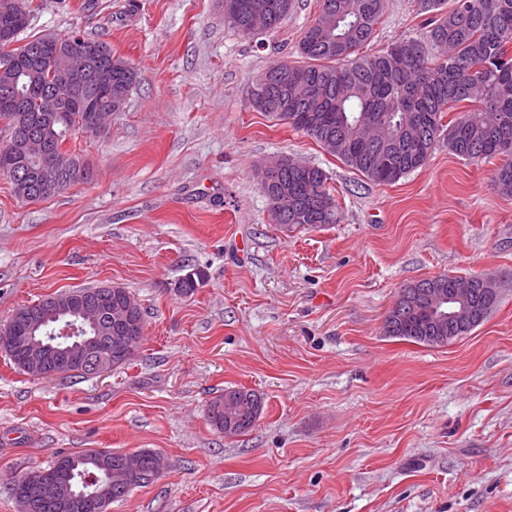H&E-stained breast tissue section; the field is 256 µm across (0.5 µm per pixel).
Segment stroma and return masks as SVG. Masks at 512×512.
<instances>
[{
	"mask_svg": "<svg viewBox=\"0 0 512 512\" xmlns=\"http://www.w3.org/2000/svg\"><path fill=\"white\" fill-rule=\"evenodd\" d=\"M33 2L22 40L78 32L138 77L105 134L66 144L89 180L25 202L0 177V324L47 295L115 285L145 328L134 359L96 377L34 380L0 350V512H20L12 478L86 448L168 459L108 512H512V197L493 184L505 157L442 143L378 184L254 111L249 88L297 60L321 0L251 37L224 0ZM422 22L417 0H388L365 53ZM277 155L325 172L338 223H271L254 167ZM193 269L201 287L176 294ZM480 273L502 295L468 335H383L406 285ZM228 387L264 402L234 437L207 417Z\"/></svg>",
	"mask_w": 512,
	"mask_h": 512,
	"instance_id": "stroma-1",
	"label": "stroma"
}]
</instances>
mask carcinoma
Here are the masks:
<instances>
[{
    "label": "carcinoma",
    "mask_w": 512,
    "mask_h": 512,
    "mask_svg": "<svg viewBox=\"0 0 512 512\" xmlns=\"http://www.w3.org/2000/svg\"><path fill=\"white\" fill-rule=\"evenodd\" d=\"M386 8V0H322L321 11L299 42L300 60L274 64L257 80L265 101L253 105L277 121L291 125L320 143L367 179L391 184L422 167L436 146L444 142L455 155L483 160L504 154L503 139L512 141V0H419V8L432 14L417 36L391 43L377 54L362 55ZM293 9V0H224V15L233 16L232 27L244 36L255 34L263 18L264 31H277ZM77 47H93L100 64H111L112 96L127 97L136 83L134 68L124 58L112 56L102 41L69 36ZM38 40L9 50L0 49V88L22 76L40 87L63 65L67 48L50 63L31 59L25 51ZM466 102L469 109L454 121L444 122L448 108ZM66 123L58 127L56 145L72 132H86L94 112L77 105L67 107ZM276 178L288 184V209L279 224L291 228H316L338 222V207L327 188L322 169L288 156L276 158ZM494 187L512 196V163L498 169ZM475 299L497 307L500 284L473 275ZM457 276L442 274L411 283L402 289L383 323L385 335L429 347L445 346L467 335L483 320H438L426 307L408 306L406 298L421 290L448 295ZM105 294L100 319L116 336L115 312L131 296L125 288H93ZM129 331L138 344L144 329L142 309L128 318ZM262 398L253 390L227 388L208 404L214 430L236 419L237 434L249 431L260 418ZM140 474L107 480L123 454L112 450L84 449L57 455L73 471L55 501L41 500L33 487L10 488L21 512H92L83 493L100 492L114 501L132 489L150 485L168 468L159 452L140 450Z\"/></svg>",
    "instance_id": "1"
}]
</instances>
